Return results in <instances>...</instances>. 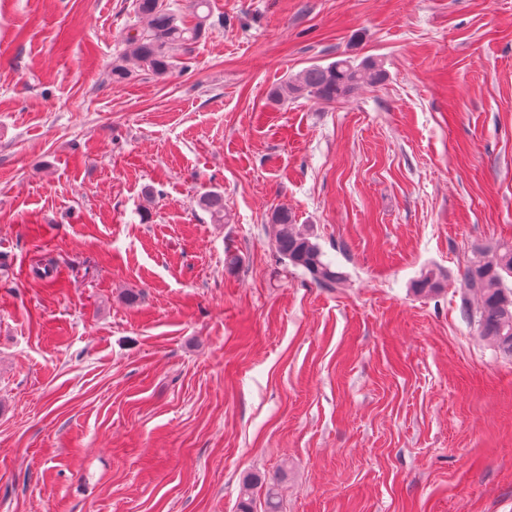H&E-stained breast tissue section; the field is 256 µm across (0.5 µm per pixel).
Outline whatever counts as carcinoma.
<instances>
[{
  "instance_id": "carcinoma-1",
  "label": "carcinoma",
  "mask_w": 512,
  "mask_h": 512,
  "mask_svg": "<svg viewBox=\"0 0 512 512\" xmlns=\"http://www.w3.org/2000/svg\"><path fill=\"white\" fill-rule=\"evenodd\" d=\"M135 13L144 25L126 37L127 56L155 74H165L172 67L174 52L201 39L208 29L209 0H187L186 7L171 8L162 0H135ZM385 76L382 63L366 58L357 63L338 59L323 67L312 65L274 89L270 97L276 102L301 96H315L324 101L346 97L361 87H373ZM218 222H224V197L218 193L199 198ZM273 246L279 256L292 266L311 275L323 288H334L343 273L324 259L314 234L305 224L296 223L285 207L271 215ZM512 245L480 248L473 252L463 275L460 308L463 317L475 324L479 336L512 358ZM419 293H438L443 288L441 274L424 271L414 284ZM261 478L248 474L243 478L239 512H255L253 490ZM263 512H281L278 484L265 483Z\"/></svg>"
}]
</instances>
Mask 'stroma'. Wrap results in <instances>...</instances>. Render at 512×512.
Here are the masks:
<instances>
[{"instance_id":"35a3bbf8","label":"stroma","mask_w":512,"mask_h":512,"mask_svg":"<svg viewBox=\"0 0 512 512\" xmlns=\"http://www.w3.org/2000/svg\"><path fill=\"white\" fill-rule=\"evenodd\" d=\"M211 10L116 81L133 0H0V512H237L248 474L282 512H512V360L460 312L512 242V0ZM339 56L384 80L271 100ZM271 223L273 246L282 259L302 268L323 288H336L343 281V273L324 259L325 254L312 240L315 236L310 226L296 224L295 216L288 208L274 210Z\"/></svg>"}]
</instances>
